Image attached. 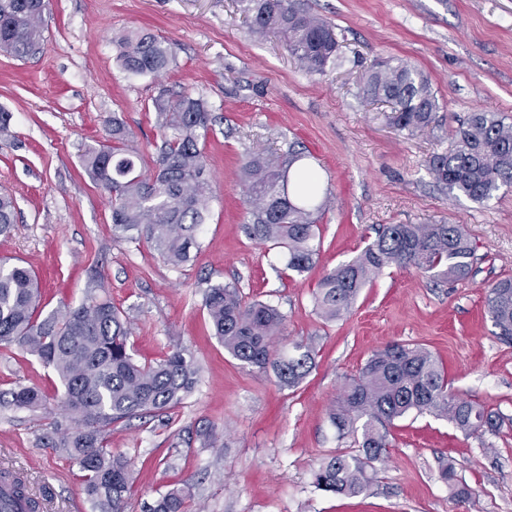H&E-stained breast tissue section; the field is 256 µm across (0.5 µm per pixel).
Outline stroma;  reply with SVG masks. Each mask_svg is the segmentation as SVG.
<instances>
[{
  "label": "stroma",
  "instance_id": "obj_1",
  "mask_svg": "<svg viewBox=\"0 0 512 512\" xmlns=\"http://www.w3.org/2000/svg\"><path fill=\"white\" fill-rule=\"evenodd\" d=\"M331 23L338 60L306 73L283 39L256 36L242 0H50L42 53L0 51V193L16 223L0 236V259L29 267L41 311L78 306L92 276L132 323L138 363L186 348L200 380L184 404L113 424L112 449L133 463L126 512H145L169 486L187 487L188 512H512V342L499 339L489 287L512 276V188L477 203L449 196L427 170L470 113H498L512 125V0H309ZM142 28L177 45V64L133 76L116 60L113 37ZM399 57L423 70L439 101L437 125L409 137L391 107L362 96L373 63ZM203 95L213 109L205 152L214 196L195 257L168 266L145 240L112 236V204L82 165L120 119L144 161L160 144L152 106L162 90ZM302 149L328 204L314 268L287 270L278 250L248 238L239 180L252 153ZM458 224L475 245L470 276L444 283L416 268L390 267L364 288L349 314L327 321L314 308L326 269L355 257L384 224ZM237 284L246 300L276 306L284 343L315 350L295 388L280 386L229 354L204 308L209 286ZM418 344L442 362L458 397L499 413L498 433L467 436L448 420L410 414L389 429L391 446L366 493L318 490L319 460L357 453L338 438L332 405L372 353ZM39 386L46 409L0 408V468L27 474L33 494L49 490L50 512H93L79 466L47 445L70 426L59 379L18 347L0 348V391ZM452 464L469 491L455 497L439 476Z\"/></svg>",
  "mask_w": 512,
  "mask_h": 512
}]
</instances>
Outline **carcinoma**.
Instances as JSON below:
<instances>
[{
  "label": "carcinoma",
  "mask_w": 512,
  "mask_h": 512,
  "mask_svg": "<svg viewBox=\"0 0 512 512\" xmlns=\"http://www.w3.org/2000/svg\"><path fill=\"white\" fill-rule=\"evenodd\" d=\"M256 34L281 35L288 50L310 74H322L336 62L334 27L313 14L303 0H243ZM49 0H0V49L24 59L40 52ZM117 60L136 76L160 75L176 62L175 45L151 32L128 30L115 39ZM362 92L394 105L391 122L414 136L432 128L439 103L430 79L399 58L375 64ZM153 107L164 117L161 146L146 172H136L138 157L128 148L130 131L112 118L109 138L86 149L89 176L112 198V236L143 239L169 265L179 267L199 248L198 235L210 211L204 139L212 108L201 95L162 91ZM304 153L289 147L281 155L253 154L243 160L240 179L253 206L245 230L260 244L282 248L287 269L299 275L316 262L317 173L303 165ZM428 170L453 195L485 203L503 187H512V125L495 112H473L452 136L448 150L433 155ZM15 224L13 199L0 195V235ZM474 245L458 224H387L354 258L326 270L318 282L315 306L334 320L352 310L361 289L387 267H414L448 282L466 279ZM102 277L91 281L84 301L45 318L37 316L40 290L27 267L0 261V348L16 345L51 369L64 387L63 407L75 424L55 428L51 447L75 461L83 473L93 512H125L132 463L112 451V424L144 414H163L179 406L197 383L200 369L193 355L176 349L154 364H139L128 348L130 321L105 295ZM487 309L500 338L512 341V278L489 288ZM204 307L214 335L237 360L265 370L278 381L297 386L312 370L313 347L296 343L274 350L285 318L277 307L247 302L233 283L213 285ZM47 397L19 383L0 391V407L46 408ZM443 417L466 435L495 433L500 416L460 398L448 387L442 363L428 349L389 344L375 351L345 386L331 410L340 438L353 437L356 455H336L312 471L314 486L335 495L357 496L374 480L373 464L390 447L389 427L408 414ZM186 491L172 487L149 512H185Z\"/></svg>",
  "instance_id": "1"
}]
</instances>
